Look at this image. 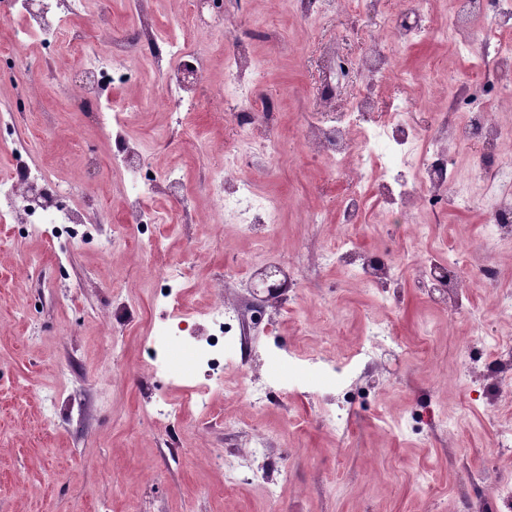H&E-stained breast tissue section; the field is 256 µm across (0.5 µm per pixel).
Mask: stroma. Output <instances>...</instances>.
<instances>
[{"mask_svg": "<svg viewBox=\"0 0 512 512\" xmlns=\"http://www.w3.org/2000/svg\"><path fill=\"white\" fill-rule=\"evenodd\" d=\"M428 6L433 31L402 44L391 36L393 0L377 14L339 10L325 21L304 18L292 0L277 11L268 0H224L225 21L252 44L257 92L279 105L276 159L240 175L285 205L276 224L251 234L211 201L210 172L232 142L230 126L217 120L236 102L231 89L201 102L199 146L191 151L163 106L125 123L155 173L182 171L195 203L196 223L154 225L153 252L133 235L112 233L126 220L127 200L112 173L110 134L50 82L33 111L15 116L12 137L0 142V173L43 168L92 228L63 249L48 233L0 223V512H468L479 497L502 512L492 489L473 485L470 473L494 462L512 479V453L494 443L496 431L512 429V401L483 420L460 378L464 362L482 353L478 331L512 337V322L493 317L497 296L512 290V245L484 236L489 203L472 178L476 149L457 155L474 200L469 209L443 206L433 225L416 210L395 224L370 197L360 223L347 226L340 206L348 178L334 161L311 158L300 138L319 109L326 56L358 60L375 32L392 60L379 111L399 102L434 129L457 85L477 91L487 83L478 48L489 38L512 42V28L474 18L467 53L448 33L455 0ZM20 55L16 77L0 83V109L37 74L45 52L35 40ZM89 148L98 155L94 182ZM345 239L393 260L398 287L369 288L352 267L320 262ZM449 245L469 252L472 265L491 256L501 269L497 284L470 279L452 314L418 284L419 267L444 263ZM169 260L188 269L184 295L200 336L224 299L247 304L255 268L273 261L296 269L293 288L269 304V321L248 330L246 354L260 375L287 376L292 354L338 363L367 343L378 369L337 379L331 390L309 376L299 390L258 400L235 352L223 384L201 372L188 383L158 385L143 346L170 318L152 290ZM163 402L181 404L182 415L159 420L152 408ZM449 417L460 428L454 448L435 427ZM259 434L268 448L251 466L278 481L273 496L244 480L226 486L223 468L209 461L249 448Z\"/></svg>", "mask_w": 512, "mask_h": 512, "instance_id": "1", "label": "stroma"}]
</instances>
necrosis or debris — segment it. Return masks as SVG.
Returning a JSON list of instances; mask_svg holds the SVG:
<instances>
[{
	"label": "necrosis or debris",
	"mask_w": 512,
	"mask_h": 512,
	"mask_svg": "<svg viewBox=\"0 0 512 512\" xmlns=\"http://www.w3.org/2000/svg\"><path fill=\"white\" fill-rule=\"evenodd\" d=\"M42 9L33 13L27 0H0V20L13 23V50H0V71L9 73L18 66V48L39 40L45 43L67 40L74 51L83 53L85 62L77 72L61 67L57 79L61 95L75 109L90 113L99 127L111 131L114 139L113 166L125 174L129 183L127 222L141 228L151 224H169L179 212L163 214L153 209L152 190L146 156L124 135V114L133 103L113 96V88L135 84L141 67H150L158 76L159 96L165 108L180 126H188L189 117L211 85L208 56L200 36L205 27L195 8H181L173 14L172 24L161 26L147 15L141 16L134 41H126L112 31V10L102 0L93 27L104 51L87 48L84 40L71 38L69 20L83 14L85 0H41ZM490 19L498 28L512 27V0H456L453 31L463 48H470V23L476 17ZM221 40L229 44L224 57V82L237 92L238 108L228 115L238 131L231 162L210 174L214 198L219 209L236 214L245 231L255 225L275 223L280 208L277 199L259 194L237 171L242 167H262L276 152L279 131L274 106L259 103L255 87L248 79L254 58L246 40L235 27L226 25ZM388 57L380 40H373L359 60L365 77L362 89L353 97L350 111L336 112L332 106L336 86L347 75L345 62L334 64L330 81L320 95L322 110L305 124L301 137L310 154L334 159L338 171L349 176L353 186L346 195L343 220L358 223L366 193L361 189L362 164L366 157L385 160V175L374 185L373 197L382 201L387 213L402 217L428 202L429 206L447 201L466 209L471 196L454 173L455 156L462 146L482 142L494 145L512 139V99L492 95L493 111L471 109L467 91L455 94L462 119L442 125L432 139H425L419 124L404 120L399 108L381 113L375 93L386 74ZM359 128L361 140H353L351 128ZM483 189L495 202L489 213L488 232L495 241L512 244V164L490 153L482 158ZM412 166L418 188H410L402 172ZM49 177L40 169L26 168L0 178V192L11 201L9 218L15 224H55L61 228L80 223L77 209L44 207L36 196L50 195ZM420 288L436 304L456 309L468 290V282L459 274V261L449 258L445 280L434 272L419 274ZM239 304L221 305L214 319L215 330L195 339L190 346L192 360L181 374V381L193 379L198 372L223 375L225 347H237L245 331ZM483 361L467 367L470 383L482 384L493 398L512 396V339L489 337Z\"/></svg>",
	"instance_id": "4bbe7bcc"
}]
</instances>
